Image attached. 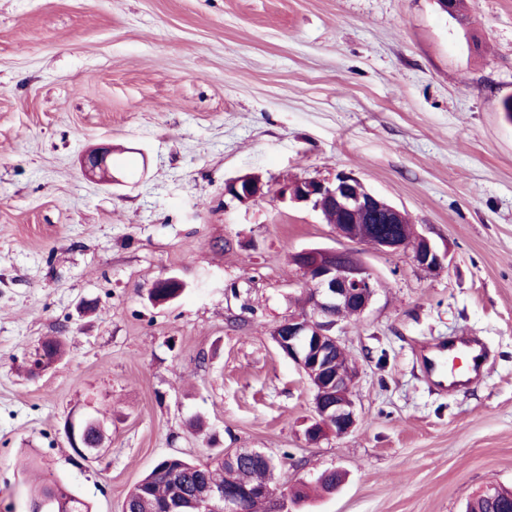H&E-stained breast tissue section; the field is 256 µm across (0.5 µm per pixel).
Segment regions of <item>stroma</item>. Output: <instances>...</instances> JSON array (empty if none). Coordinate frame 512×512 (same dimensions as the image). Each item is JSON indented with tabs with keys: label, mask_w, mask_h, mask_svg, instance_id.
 I'll use <instances>...</instances> for the list:
<instances>
[{
	"label": "stroma",
	"mask_w": 512,
	"mask_h": 512,
	"mask_svg": "<svg viewBox=\"0 0 512 512\" xmlns=\"http://www.w3.org/2000/svg\"><path fill=\"white\" fill-rule=\"evenodd\" d=\"M0 0V512L34 476L121 512L162 458L254 448L283 512H464L512 488V0ZM113 148L117 185L82 156ZM360 177L449 252L442 270L336 234L278 196ZM258 175L242 204L224 185ZM307 248L353 250L377 292L333 330L358 424L308 442L314 391L276 346ZM170 276L165 304L148 296ZM469 331L484 379L424 380L422 343ZM66 340L42 370L44 338ZM103 411L82 459L69 419ZM334 493L293 502L323 471Z\"/></svg>",
	"instance_id": "1"
}]
</instances>
